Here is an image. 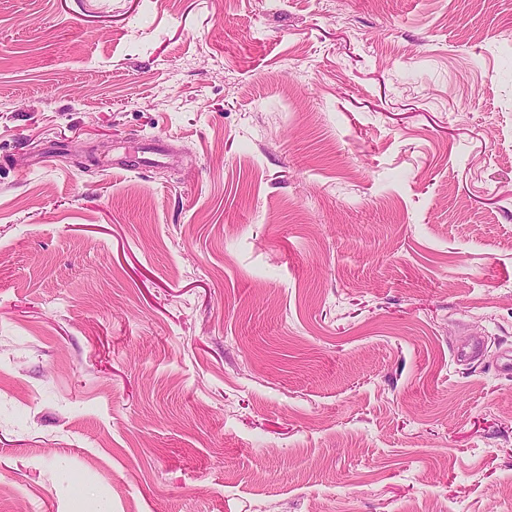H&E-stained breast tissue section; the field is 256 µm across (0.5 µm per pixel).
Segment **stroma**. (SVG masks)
I'll use <instances>...</instances> for the list:
<instances>
[{
    "label": "stroma",
    "mask_w": 512,
    "mask_h": 512,
    "mask_svg": "<svg viewBox=\"0 0 512 512\" xmlns=\"http://www.w3.org/2000/svg\"><path fill=\"white\" fill-rule=\"evenodd\" d=\"M505 350L512 0H0V512H512Z\"/></svg>",
    "instance_id": "obj_1"
}]
</instances>
